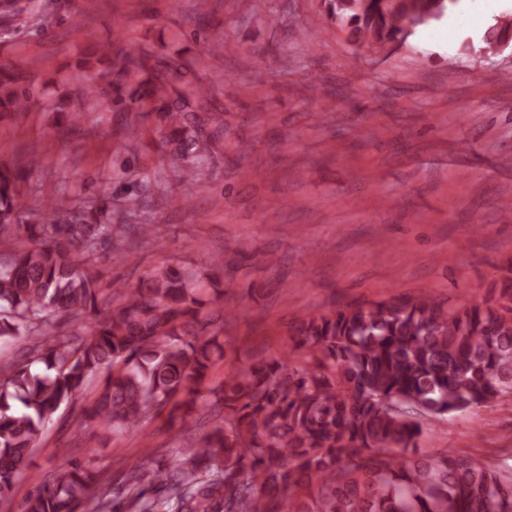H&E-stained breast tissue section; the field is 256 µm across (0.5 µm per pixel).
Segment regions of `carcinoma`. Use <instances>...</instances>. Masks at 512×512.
Returning <instances> with one entry per match:
<instances>
[{
	"label": "carcinoma",
	"mask_w": 512,
	"mask_h": 512,
	"mask_svg": "<svg viewBox=\"0 0 512 512\" xmlns=\"http://www.w3.org/2000/svg\"><path fill=\"white\" fill-rule=\"evenodd\" d=\"M457 0H323L326 18L362 44H403ZM38 0H0L5 35L39 12ZM512 22L488 30L492 52ZM133 78V122H167L182 193L224 129L211 89L181 56L155 63L137 47L118 57ZM34 85L0 66V118L34 104ZM115 195L29 220L25 173L0 162V235L30 241L0 260V341L27 336L33 357L0 366V502L29 466L35 441L87 378L105 373L77 431L92 423L114 434L147 419L174 427L216 410L198 446L171 466L122 476L125 512H512V468L465 452L419 453L422 421L512 397V277L493 304L445 308L428 293L308 314L293 328L288 356L224 361V289L217 271L157 266L135 287L103 284L95 253L116 252L120 209L131 219L148 195L118 178ZM111 307L89 326L62 334L56 318ZM42 365L38 372L33 364ZM112 484L92 463L66 461L26 500L24 512H114Z\"/></svg>",
	"instance_id": "1"
}]
</instances>
